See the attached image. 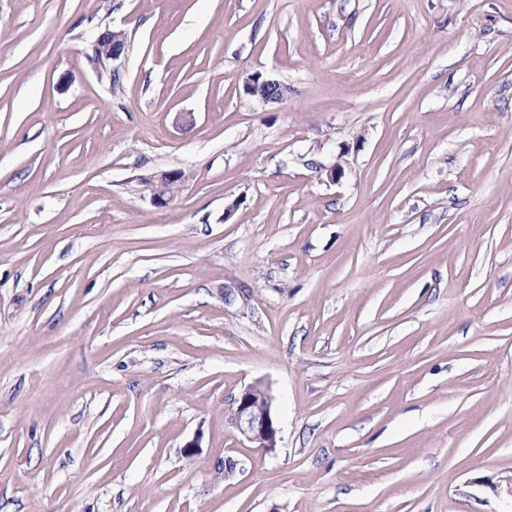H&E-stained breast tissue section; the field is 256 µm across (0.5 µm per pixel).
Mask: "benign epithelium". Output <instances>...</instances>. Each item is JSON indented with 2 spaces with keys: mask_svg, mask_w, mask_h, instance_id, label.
Masks as SVG:
<instances>
[{
  "mask_svg": "<svg viewBox=\"0 0 512 512\" xmlns=\"http://www.w3.org/2000/svg\"><path fill=\"white\" fill-rule=\"evenodd\" d=\"M92 49V61L98 75L118 73V62L127 49L125 31L114 30L104 41L96 39ZM244 92L264 103H278L288 97V86L256 71L247 76ZM182 182V172L177 170L158 171L141 177L151 203L157 208L166 207L175 200L178 192L173 187L181 186ZM229 419L233 427L257 447L267 452L278 448L280 429L273 412V398L261 385L251 384L241 391L234 399Z\"/></svg>",
  "mask_w": 512,
  "mask_h": 512,
  "instance_id": "1",
  "label": "benign epithelium"
}]
</instances>
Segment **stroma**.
<instances>
[{
    "mask_svg": "<svg viewBox=\"0 0 512 512\" xmlns=\"http://www.w3.org/2000/svg\"><path fill=\"white\" fill-rule=\"evenodd\" d=\"M0 512H512V0H0ZM92 49L94 69L101 78L107 72L119 73L118 62L125 55L127 49L125 31L112 29L108 39L101 41L100 38H97L92 44ZM244 92L264 103H278L288 97V86L256 71L247 76ZM151 203L158 208L168 206L178 196L183 182L182 172L165 170L154 172L140 178ZM178 186L177 191L173 187ZM229 419L248 441L266 452H273L280 440V429L273 412V398L259 384L245 387L234 399Z\"/></svg>",
    "mask_w": 512,
    "mask_h": 512,
    "instance_id": "35a3bbf8",
    "label": "stroma"
}]
</instances>
